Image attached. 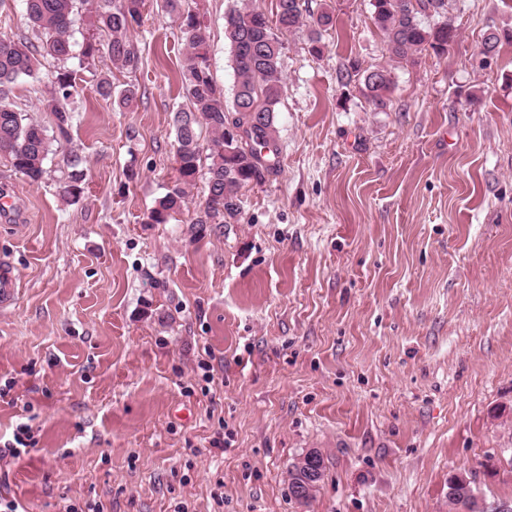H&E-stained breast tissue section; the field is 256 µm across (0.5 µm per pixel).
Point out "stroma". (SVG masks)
Instances as JSON below:
<instances>
[{"label":"stroma","instance_id":"obj_1","mask_svg":"<svg viewBox=\"0 0 512 512\" xmlns=\"http://www.w3.org/2000/svg\"><path fill=\"white\" fill-rule=\"evenodd\" d=\"M327 1L321 55L307 30L285 38L279 162L241 189L237 223H194L202 173L189 210L145 221L178 177L185 103L160 0L132 34L137 69L67 61L73 122L41 181L0 157L18 284L0 304V441L24 417L36 440L0 460V498L22 512H450L454 473L512 500V42L476 57L512 31V0H463L455 48L396 69L383 112L339 78L387 61L370 0L301 3ZM197 3L232 91L237 0ZM57 67L10 91L49 130ZM107 70L138 86L130 110L96 95ZM311 449L325 471L303 504L288 467Z\"/></svg>","mask_w":512,"mask_h":512}]
</instances>
